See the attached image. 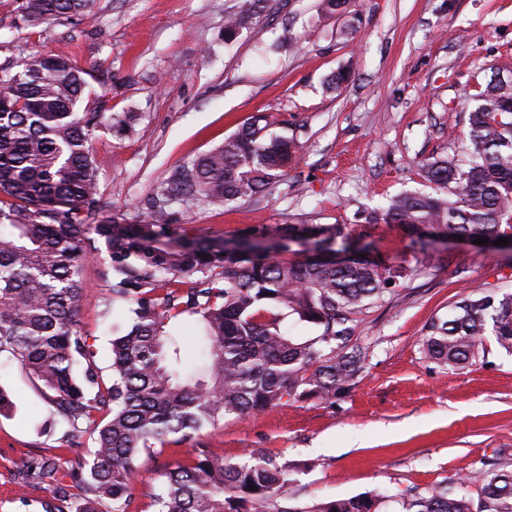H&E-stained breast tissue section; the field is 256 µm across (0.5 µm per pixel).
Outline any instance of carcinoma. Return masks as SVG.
I'll list each match as a JSON object with an SVG mask.
<instances>
[{"label": "carcinoma", "instance_id": "cac0c4a2", "mask_svg": "<svg viewBox=\"0 0 512 512\" xmlns=\"http://www.w3.org/2000/svg\"><path fill=\"white\" fill-rule=\"evenodd\" d=\"M266 0H244L225 25L227 38L245 28ZM90 0H22L30 26L86 12ZM350 0H320L326 17L344 15ZM86 81L65 58L39 55L16 73L0 66V355L16 362L49 392L50 425L90 433L95 448L83 459L84 506L76 512H129L136 461L175 437L192 439L228 415L246 416L288 401L334 404L366 360L355 345L356 316L385 299L409 276L397 262L338 257L345 224L261 225L250 235L269 240L312 238L299 262L242 250L224 257L220 244L183 238L176 205L227 206L278 183L296 144L272 131L257 112L224 143L172 168L146 199V217L133 223L101 215L91 138L103 122L84 101ZM468 112L470 157L421 162L431 192L393 197L369 224H395L425 248L431 239L512 237V80L474 86ZM138 115H112V127L133 130ZM106 252L112 301L134 305L131 325L111 342L104 377L78 324L86 292L84 268ZM313 324L305 341L281 329L282 312ZM197 317L205 361L187 371L182 342L169 322ZM512 355V292L472 293L453 314L435 319L422 340L425 359L463 368L485 354L486 336ZM21 469L55 490L65 512L58 470L24 460ZM256 490H249L250 486ZM297 481L288 463L263 449L244 462H226L208 448L164 474L154 512H380L383 497L292 507ZM400 512H512V469L488 472L476 494L448 487L399 495Z\"/></svg>", "mask_w": 512, "mask_h": 512}]
</instances>
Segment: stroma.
I'll return each mask as SVG.
<instances>
[{
  "label": "stroma",
  "mask_w": 512,
  "mask_h": 512,
  "mask_svg": "<svg viewBox=\"0 0 512 512\" xmlns=\"http://www.w3.org/2000/svg\"><path fill=\"white\" fill-rule=\"evenodd\" d=\"M20 2L0 0V65L67 57L84 72L87 100L139 115L133 132L107 120L94 133L105 214L143 220L145 198L173 166L266 111L287 117L297 145L287 175L225 207L182 206L179 234L221 244L261 224H344L370 256L401 259L410 270L386 301L357 315L366 361L335 404L230 415L193 440L142 455L131 512H153L164 474L189 464L199 446L232 462L264 449L300 464L301 503L382 494V512H397L394 497L405 490H474L490 470L512 468V356L491 342L472 365L448 368L422 352L429 322L461 297L512 290V252L460 243L424 250L401 228L358 215L426 190L420 161L466 158L472 85L512 78V0H353L360 24L350 40L340 35L345 18L322 19L319 0H268L229 44L224 22L242 0H92L88 16L35 28L22 22ZM287 29L300 43L283 40ZM340 70L348 83L327 91ZM85 278L79 323L105 371L112 325L130 321V306L108 296L106 256L90 261ZM0 387L17 406L0 417V512H45L53 501L48 485L18 471L23 459L55 464L70 477L72 503H81L67 426L41 428L53 411L45 391L3 356Z\"/></svg>",
  "instance_id": "stroma-1"
}]
</instances>
